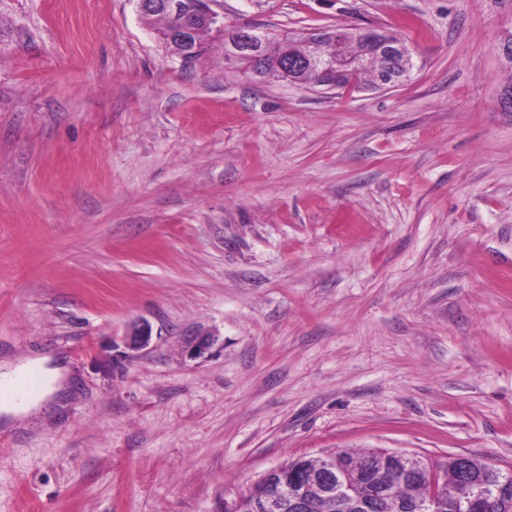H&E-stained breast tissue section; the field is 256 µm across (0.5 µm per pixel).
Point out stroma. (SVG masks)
Returning <instances> with one entry per match:
<instances>
[{"mask_svg":"<svg viewBox=\"0 0 512 512\" xmlns=\"http://www.w3.org/2000/svg\"><path fill=\"white\" fill-rule=\"evenodd\" d=\"M213 8L388 28L411 77L266 81L216 32L170 56L136 0H0V360L72 374L0 426V512H224L346 448L512 468V0ZM152 340V328L146 321L134 322L127 329L123 344L130 352H139L150 345ZM215 341V335L210 332H196L185 341L186 355L191 359L203 358L212 348Z\"/></svg>","mask_w":512,"mask_h":512,"instance_id":"obj_1","label":"stroma"}]
</instances>
